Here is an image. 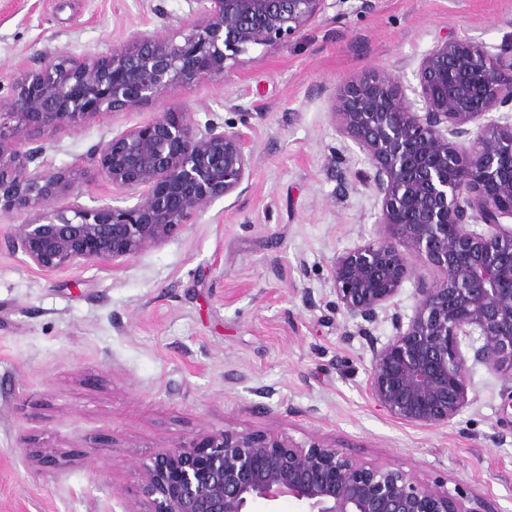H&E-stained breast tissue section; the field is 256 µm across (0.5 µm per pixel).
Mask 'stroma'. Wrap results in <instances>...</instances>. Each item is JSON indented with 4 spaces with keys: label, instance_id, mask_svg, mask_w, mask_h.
<instances>
[{
    "label": "stroma",
    "instance_id": "stroma-1",
    "mask_svg": "<svg viewBox=\"0 0 512 512\" xmlns=\"http://www.w3.org/2000/svg\"><path fill=\"white\" fill-rule=\"evenodd\" d=\"M189 0H0V96L46 54L107 55L169 35ZM512 49V0H341L284 45L132 111L44 133L38 162L83 166L73 195L116 190L89 165L112 135L183 112L199 130H245L248 180L177 237L126 263L47 275L13 251L0 214V512H132L138 464L204 430L324 439L348 457L439 484L463 512H512V408L503 375L474 366L468 405L438 428L395 419L368 391L367 342L344 333L330 268L384 235L337 134L334 92L373 70L415 87L444 38ZM54 451L36 470L24 447Z\"/></svg>",
    "mask_w": 512,
    "mask_h": 512
}]
</instances>
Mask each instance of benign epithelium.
Returning a JSON list of instances; mask_svg holds the SVG:
<instances>
[{
  "mask_svg": "<svg viewBox=\"0 0 512 512\" xmlns=\"http://www.w3.org/2000/svg\"><path fill=\"white\" fill-rule=\"evenodd\" d=\"M181 40L140 32L101 58L49 55L21 70L0 99V202L24 216L9 244L40 271L88 263L117 266L180 234L193 216L235 192L249 175L244 132L162 112L93 152L131 206L77 203L48 209L78 170L30 168L21 150L47 130L89 116L132 111L174 90L222 75L257 47L299 36L338 0H192ZM418 99L379 70L346 81L334 96L336 132L367 158L365 174L389 233L336 255V309L345 334L367 340L368 388L390 416L448 425L468 405L472 367L508 373L512 396V50L445 39L421 59ZM422 266L436 276L427 281ZM416 279L410 316L373 336L379 313ZM23 451L37 469L52 451ZM142 509L130 512H251L259 500L294 499L302 512H461L438 484L346 457L334 444L298 443L276 428L224 429L201 443L168 447L140 465Z\"/></svg>",
  "mask_w": 512,
  "mask_h": 512,
  "instance_id": "1",
  "label": "benign epithelium"
}]
</instances>
